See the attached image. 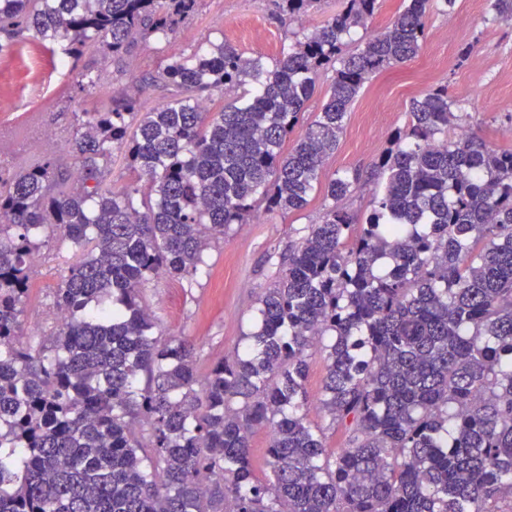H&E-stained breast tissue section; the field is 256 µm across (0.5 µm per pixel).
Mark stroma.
I'll list each match as a JSON object with an SVG mask.
<instances>
[{
    "instance_id": "1",
    "label": "stroma",
    "mask_w": 512,
    "mask_h": 512,
    "mask_svg": "<svg viewBox=\"0 0 512 512\" xmlns=\"http://www.w3.org/2000/svg\"><path fill=\"white\" fill-rule=\"evenodd\" d=\"M293 26L282 19L279 0H201L197 13L170 42H140L132 55L104 63L100 53L81 64L99 76L97 95L107 98L152 69L159 58H178L197 47L227 39L247 55H275L293 41ZM67 67L52 64L36 42L0 53V127L11 131L7 151L0 152V173L10 174L18 158L39 157L36 142L45 133L66 141L82 104L78 95H61L72 85ZM447 85L467 127L487 142L506 144L512 131V19L493 18L487 0H455L432 9L426 19L421 52L412 60L371 78L350 108L335 154L324 165L326 177L342 171H370L393 131L403 126L412 97L431 86ZM323 196L315 194L306 209L269 214L257 210L250 223L233 226L206 252L209 268L192 287L181 280L155 277L141 289L146 305L164 334L195 343L196 365H210L243 349L259 298L274 284V256L286 253L302 227L319 223ZM75 251L52 239L30 263L32 289L19 317L20 341H36L54 332L49 313L54 289Z\"/></svg>"
}]
</instances>
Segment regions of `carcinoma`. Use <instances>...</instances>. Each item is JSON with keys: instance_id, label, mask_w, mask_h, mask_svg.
I'll list each match as a JSON object with an SVG mask.
<instances>
[{"instance_id": "1", "label": "carcinoma", "mask_w": 512, "mask_h": 512, "mask_svg": "<svg viewBox=\"0 0 512 512\" xmlns=\"http://www.w3.org/2000/svg\"><path fill=\"white\" fill-rule=\"evenodd\" d=\"M199 2L0 0V52L34 39L64 66L121 59L172 39ZM318 3L280 12L299 22ZM434 4L403 0L352 52L378 0H344L270 64L226 41L162 59L77 114L65 154L0 176V512H512V147L448 137L462 118L439 85L410 99L363 218L339 206L360 172L322 180L350 106L418 55ZM98 82L81 70L74 89ZM147 89L162 104L145 108ZM318 185L322 219L281 256L248 344L199 376L195 344L163 335L141 286H192L231 225L301 211ZM54 235L80 253L54 294L65 317L20 344L30 262ZM316 354V408L346 434L334 452L306 413ZM331 74H321L316 82V92L308 103V106L304 112H302L300 126H298L297 132H301L315 119V114L323 100V97L328 90ZM270 440V434L266 429L256 431L251 442V452L254 465L260 478H264L269 472L266 466V448Z\"/></svg>"}]
</instances>
